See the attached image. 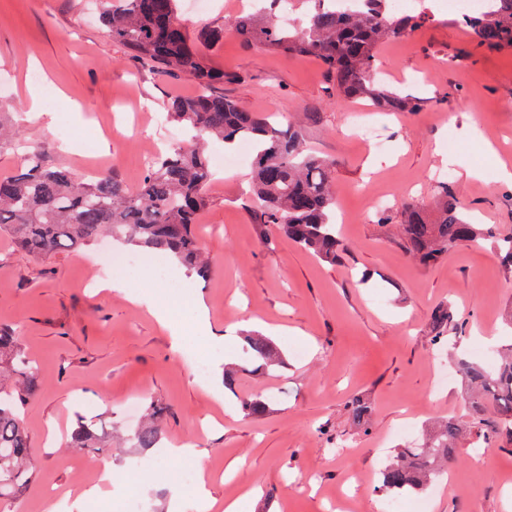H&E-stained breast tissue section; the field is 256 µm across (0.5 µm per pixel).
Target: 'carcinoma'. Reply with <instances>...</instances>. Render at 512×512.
<instances>
[{
    "label": "carcinoma",
    "instance_id": "obj_1",
    "mask_svg": "<svg viewBox=\"0 0 512 512\" xmlns=\"http://www.w3.org/2000/svg\"><path fill=\"white\" fill-rule=\"evenodd\" d=\"M327 2L291 0L300 14L294 25L282 27L275 21L280 0H264L262 11L238 16L232 27L247 47L316 59L347 98L367 99L385 111L421 109L424 99L388 92L375 82L373 73L379 45L410 35L427 16L391 14L389 0H363L362 8L350 13H339ZM100 22L112 41L142 66L156 74L184 73L198 85L197 95L173 97L165 105V119L187 135L190 145L153 154L139 186L132 190L113 175L77 177L67 167L51 166L19 133L0 129V149L9 145L21 156L17 170L0 177V234L40 260L60 249L88 247L119 236L142 252L173 254L204 276L209 265L195 226L209 207L207 188L215 176L205 148L212 139L234 145L247 140L255 151L254 199L248 214L263 231L265 243L283 236L324 262H336L342 241L333 222L335 163L307 153L295 127L251 112L212 90L224 81V72L208 66L179 14L177 0H107ZM465 26L489 48H512V0H488ZM397 218L404 250L423 265L440 261L450 248L488 237L512 272V232L496 234L471 221L445 180L438 185L435 213L405 201ZM453 322L450 308L435 311L434 347L446 346ZM244 341L245 361L252 371L285 364V353L269 337L254 333ZM457 365L469 388L465 412L438 421L430 435L399 449L380 472L378 494L395 497L424 490L444 476L448 460L461 445L479 453L501 447L504 440L512 443V347L499 354L493 372L466 359L457 360ZM37 377L38 368L17 336L0 328V448L9 449L0 455V482H6L0 492L25 488L36 474L21 409L35 395ZM239 409L246 417H261L268 403L256 395L239 400ZM349 411L355 425L369 427L371 408L366 399L353 398ZM165 413L166 408L155 402L145 405L144 420L133 433L136 447L145 452L161 447ZM72 442L101 454L112 447V434L99 433L80 420Z\"/></svg>",
    "mask_w": 512,
    "mask_h": 512
}]
</instances>
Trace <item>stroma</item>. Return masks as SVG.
<instances>
[{
  "instance_id": "35a3bbf8",
  "label": "stroma",
  "mask_w": 512,
  "mask_h": 512,
  "mask_svg": "<svg viewBox=\"0 0 512 512\" xmlns=\"http://www.w3.org/2000/svg\"><path fill=\"white\" fill-rule=\"evenodd\" d=\"M179 8L196 38L223 30V40L206 51L224 73L221 92L250 111L279 113L311 152L334 161L343 251L330 264L285 238L265 244L247 213L250 165L218 172L196 227L210 261L207 277L126 278L174 305L185 328L178 355L145 307L98 289L100 247L62 249L41 261L0 235V326L14 330L40 373L22 415L37 472L14 512H44L47 490L66 495L93 483L100 458L67 445L77 418L106 431L130 430L124 405L134 398L167 406L165 446L202 452L210 496L240 500V512H332L340 496L347 512H382L373 487L405 443L400 430L408 415L421 427L464 410L459 380L436 386L440 360L512 343L504 324L512 275L488 244L452 248L438 265L423 267L381 213L407 200L432 208L440 173L461 161L482 172L454 180L462 206L479 223L512 232V183L501 181L497 159L485 150L490 142L512 156V48L478 45L455 17L433 12L377 54L387 87L424 97L426 106L376 112L336 92L315 59L244 47L229 26L241 13L235 0H219L202 15L190 14L186 0ZM34 71L42 84L31 81ZM46 86L55 92L58 118L50 129L25 114L31 93ZM196 91L185 74L152 73L112 41L92 0H0V110L12 113L22 138L52 165L79 175L96 167L136 188L142 156L179 139L174 125L156 126L167 99ZM356 110L388 151L357 136L349 123ZM364 273L372 282H361ZM196 297L224 335L227 360L242 361L241 335L252 329L289 350L287 366L239 372L234 390L215 399L193 375L195 358L206 353L193 328ZM447 305L455 350L435 360L431 315ZM254 394L268 398L271 409L243 417L238 400ZM356 396L372 406L366 432L349 419L347 403ZM137 454L131 443L114 446L113 494L85 503L82 512H110L116 495L157 502L185 468L164 460L165 481L145 490L129 469ZM448 468L457 489L436 484L420 493L425 512H512L511 450L477 458L462 447Z\"/></svg>"
}]
</instances>
